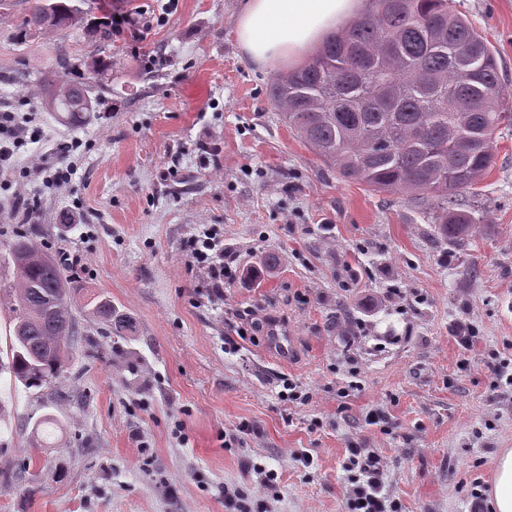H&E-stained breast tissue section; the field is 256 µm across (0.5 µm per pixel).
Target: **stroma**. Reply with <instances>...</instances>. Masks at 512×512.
<instances>
[{"label": "stroma", "instance_id": "1", "mask_svg": "<svg viewBox=\"0 0 512 512\" xmlns=\"http://www.w3.org/2000/svg\"><path fill=\"white\" fill-rule=\"evenodd\" d=\"M74 2L75 28L29 33L33 0H0V108L32 117L0 173V345L16 230L82 257L66 269L82 330L68 369L30 390L0 374V512H225L228 487L251 512H350L355 447L381 456L402 512H492L475 496L512 448V385L496 374L512 364V127L458 197L476 220L460 246L427 205L341 179L281 121L269 79L289 66L241 51L245 0ZM454 6L512 96V0ZM135 9L151 22L140 39L105 34L104 17ZM99 57L112 65L81 125L30 96L36 80L84 81ZM73 141L75 174L55 188ZM203 228L224 246L223 282L193 257ZM99 294L134 336L88 315ZM272 316L296 332L292 362L266 349Z\"/></svg>", "mask_w": 512, "mask_h": 512}]
</instances>
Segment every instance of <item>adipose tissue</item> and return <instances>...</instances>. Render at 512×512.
Here are the masks:
<instances>
[{
    "label": "adipose tissue",
    "mask_w": 512,
    "mask_h": 512,
    "mask_svg": "<svg viewBox=\"0 0 512 512\" xmlns=\"http://www.w3.org/2000/svg\"><path fill=\"white\" fill-rule=\"evenodd\" d=\"M364 0H246L236 34L257 65L298 63L359 16Z\"/></svg>",
    "instance_id": "obj_1"
}]
</instances>
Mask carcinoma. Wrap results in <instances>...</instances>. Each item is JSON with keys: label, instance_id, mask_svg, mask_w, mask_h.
Instances as JSON below:
<instances>
[{"label": "carcinoma", "instance_id": "obj_1", "mask_svg": "<svg viewBox=\"0 0 512 512\" xmlns=\"http://www.w3.org/2000/svg\"><path fill=\"white\" fill-rule=\"evenodd\" d=\"M453 0H371L368 11L328 36L304 65L271 77L282 121L324 163L379 192L400 191L430 206L438 234L461 243L474 224L457 196L495 164V133L512 125L495 53ZM72 0H35L27 25L65 30L79 23ZM51 109L72 119L92 110L78 83L57 86ZM7 371L25 388L48 386L70 360L79 334L64 263L17 233ZM89 313L114 336L132 321L103 298Z\"/></svg>", "mask_w": 512, "mask_h": 512}]
</instances>
